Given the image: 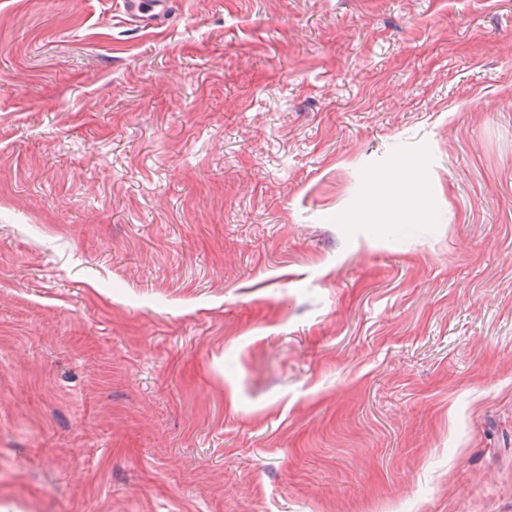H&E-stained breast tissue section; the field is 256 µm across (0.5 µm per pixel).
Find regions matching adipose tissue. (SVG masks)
I'll return each mask as SVG.
<instances>
[{"instance_id":"obj_1","label":"adipose tissue","mask_w":512,"mask_h":512,"mask_svg":"<svg viewBox=\"0 0 512 512\" xmlns=\"http://www.w3.org/2000/svg\"><path fill=\"white\" fill-rule=\"evenodd\" d=\"M404 179V174L396 171L386 176L374 174L369 177V191L361 208L366 223L387 224L396 215L416 224L427 219L424 184L409 187Z\"/></svg>"}]
</instances>
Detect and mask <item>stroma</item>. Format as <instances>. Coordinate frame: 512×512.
Listing matches in <instances>:
<instances>
[{
    "label": "stroma",
    "mask_w": 512,
    "mask_h": 512,
    "mask_svg": "<svg viewBox=\"0 0 512 512\" xmlns=\"http://www.w3.org/2000/svg\"><path fill=\"white\" fill-rule=\"evenodd\" d=\"M119 3L0 0V512H512V0ZM124 13L140 28H158L167 18V0H123ZM402 172L382 176L372 174L368 179V194L361 212L366 224H391L398 214L404 220L421 224L428 217L425 183L407 187Z\"/></svg>",
    "instance_id": "1"
}]
</instances>
